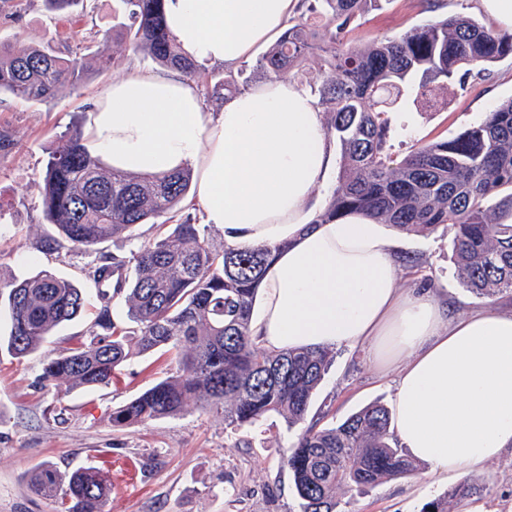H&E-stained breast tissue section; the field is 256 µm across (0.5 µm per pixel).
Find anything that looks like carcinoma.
<instances>
[{
  "mask_svg": "<svg viewBox=\"0 0 512 512\" xmlns=\"http://www.w3.org/2000/svg\"><path fill=\"white\" fill-rule=\"evenodd\" d=\"M123 36L135 52L179 71L196 83L204 69L185 57L164 21V0H124ZM381 0H314L307 11L326 18L323 33L297 23L257 60L273 78L302 62L321 61L324 79L311 93L326 114L325 129L341 150V175L317 221L367 212L405 233L455 228L457 277L489 301L512 294V99L451 140L421 143L401 160L386 151L387 118L395 97L410 86L428 105L454 82L471 78L512 56V32L450 15L395 38L347 48L345 29ZM89 68L40 46L15 54L0 45V93L25 100L54 96L63 84L85 83ZM191 169L133 176L107 167L76 131L49 157L37 188L48 223L58 229L52 245L94 251L131 235L138 224L166 217V232L129 257L100 256L92 270L101 307L86 338L43 364L41 384L93 390L137 355L174 353L175 371L112 411V426L130 427L175 416L189 399L241 429L271 413L288 426L303 425L284 461L302 512H345L336 488L360 490L404 476L415 461L391 444V416L381 403L361 408L338 424H305L313 396L330 367L327 347L267 351L250 332L253 302L269 248L214 247L210 235L179 204L189 194ZM10 318L0 348L16 359L40 349L60 325L78 317L86 297L77 284L42 270L0 289ZM122 297L128 323L112 320ZM30 484L55 500L56 512H106L111 483L98 468L64 478L45 463ZM463 481L428 502L423 512H452L454 503L481 495Z\"/></svg>",
  "mask_w": 512,
  "mask_h": 512,
  "instance_id": "1",
  "label": "carcinoma"
}]
</instances>
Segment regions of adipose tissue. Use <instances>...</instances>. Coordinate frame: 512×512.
<instances>
[{
	"label": "adipose tissue",
	"mask_w": 512,
	"mask_h": 512,
	"mask_svg": "<svg viewBox=\"0 0 512 512\" xmlns=\"http://www.w3.org/2000/svg\"><path fill=\"white\" fill-rule=\"evenodd\" d=\"M298 0H165L171 35L203 67L280 36ZM88 149L111 168H192L193 201L232 246L276 250L250 322L268 350L368 347L395 367L394 436L438 477L512 449V313L456 320L436 288L403 291L399 241L353 214L316 223L336 160L316 99L271 80L206 111L179 72L132 71L95 101Z\"/></svg>",
	"instance_id": "ef3b65f1"
}]
</instances>
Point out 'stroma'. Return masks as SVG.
Listing matches in <instances>:
<instances>
[{
  "mask_svg": "<svg viewBox=\"0 0 512 512\" xmlns=\"http://www.w3.org/2000/svg\"><path fill=\"white\" fill-rule=\"evenodd\" d=\"M462 15L487 23L477 0H385L346 29L348 45L363 47L384 36H397L434 17ZM124 21L121 0H84L70 13H50L44 0H0V42L19 51L47 45L59 55L93 61L105 69L91 72L81 87L63 85L51 98L31 102L0 94V130L17 139L15 148L0 151V283L41 270L74 279L85 288L88 305L75 320L54 331L37 353L16 359L0 351V512H54L53 499L34 492L31 470L52 463L62 474L97 467L110 478V512H301L293 478L283 455L297 431L277 414L259 425L225 427L199 403L189 402L179 415L130 427L112 425V411L164 378L169 359L154 352L117 370L111 385L93 391L56 393L44 389L40 374L47 359L87 335L100 303L88 273L100 253L127 256L158 236L157 225H138L130 237L102 244L97 252L45 250L57 238L48 224L35 187L51 153L64 135L87 130L94 101L130 70L156 69L157 64L133 52L118 30ZM249 57L232 67L207 68L208 85L201 94L208 111H218L223 96L213 88L225 74L256 87L264 76ZM512 99V58L491 67L488 76L467 89L440 91L434 107L414 102L404 93L388 114L386 148L403 157L414 143L450 140L479 122L488 109ZM455 229L432 234L405 233L401 239L407 262L400 286L414 288L424 280L446 289L449 313L512 311V297L495 302L462 288L455 275ZM393 389L377 376L366 350L339 349L311 406L324 413V425L338 422L360 408L391 405ZM482 488L479 497L461 502L456 512H512V452L469 476ZM452 479L432 476L425 464L411 474L363 490L340 488L343 512H421L427 502L452 486Z\"/></svg>",
  "mask_w": 512,
  "mask_h": 512,
  "instance_id": "obj_1",
  "label": "stroma"
}]
</instances>
